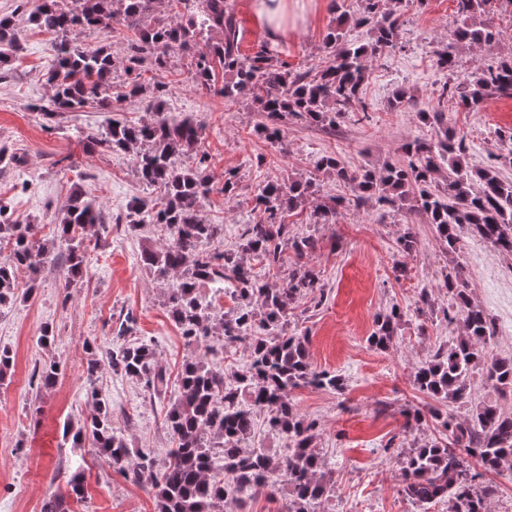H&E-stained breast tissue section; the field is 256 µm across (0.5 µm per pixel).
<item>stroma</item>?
<instances>
[{"label": "stroma", "instance_id": "stroma-1", "mask_svg": "<svg viewBox=\"0 0 512 512\" xmlns=\"http://www.w3.org/2000/svg\"><path fill=\"white\" fill-rule=\"evenodd\" d=\"M306 21L297 23L286 39L274 42L280 58L301 71L326 61L322 42L336 11L332 0H311ZM453 0H429L426 8L407 7L403 45L371 65L362 88L369 106L365 119L348 115L328 131L293 119L285 127L288 150L278 154L258 128L262 116L242 104H232L197 87L189 58H175L165 72L152 62L141 66L140 82L152 90L163 81L168 92L161 105L177 118L189 117L203 128V148L210 156L207 174L219 188L234 173L237 196L225 200L211 194L202 215L224 227L216 242L220 251L237 250L242 226L249 218L257 191L273 181L308 176L321 156L338 157L351 170L380 169L398 160L403 145L414 138L432 139L435 128L419 122L413 108L391 105L394 91L404 87L421 101L437 100L447 72L433 57L437 42L447 40L459 20ZM500 39L495 52L464 47L459 51L458 76L488 63L492 54L512 56V9L492 17ZM25 50L0 76V147L22 156L21 166L0 165V199L15 215L32 218L38 237L50 239L73 189L99 211L104 221L90 232L89 275L80 284L61 286V267L45 268L39 278L16 270V301L0 306V349L13 357L0 380V512H41L49 498H64L70 512H154L150 479L133 480L88 445L65 441V422L80 423L92 410V391L106 396L112 426L130 448L145 451L155 467H163L173 446L164 426L166 399L154 397L143 383L102 369L95 383L82 371L86 344L102 348L118 343H151L160 365L177 377L186 360L208 355L214 365L242 369L249 363L247 344L218 353L216 337L187 342L169 319L164 301L166 281L153 276L142 260L145 249L160 245L161 228L131 229L126 222L132 199L153 203L158 194L140 182L133 155L121 151H83L79 140L106 127L110 118L132 124L149 119L142 100L116 98L111 112L85 107L52 119L36 112L49 104L52 89L42 77L50 35L23 25ZM448 126L466 134L470 169L496 166L512 134V98L491 96L477 111L448 101L443 105ZM295 232L314 235L319 245L307 259L319 272L327 297L313 296L294 306L292 329L308 334L314 367L340 375L343 392L310 387L293 390L291 398L302 415L320 425L317 450L334 484V495L321 512H419L400 494L401 465L389 440L410 444L443 440L442 428L432 425L404 433V408L423 406L427 398L413 385L416 365L442 344L460 336L459 322L444 318L452 300L443 276L448 256L431 225H416L420 240L416 254L401 252L404 214L380 218L375 207L340 209L335 223H314L309 212L288 216ZM460 263L473 301L494 321L488 357L512 354V288L504 281L503 262L481 237L468 235ZM428 289L430 305L420 302ZM405 312L392 350L371 347L367 338L377 314L390 308ZM126 336H119L120 326ZM50 344H41L44 329ZM56 364L55 386L38 391L35 371ZM81 474L83 498L72 493L69 479Z\"/></svg>", "mask_w": 512, "mask_h": 512}]
</instances>
